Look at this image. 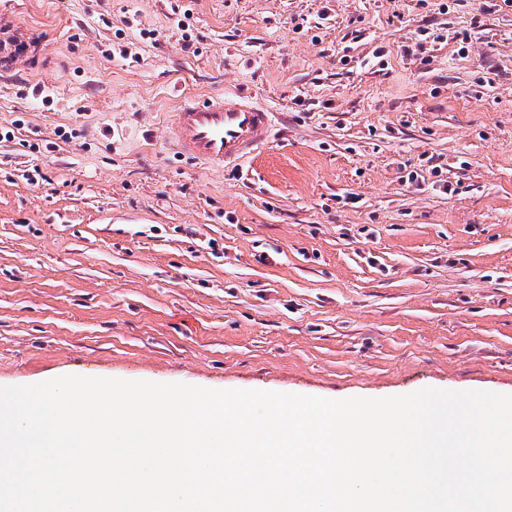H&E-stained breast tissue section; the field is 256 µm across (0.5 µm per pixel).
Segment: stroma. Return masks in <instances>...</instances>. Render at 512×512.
Wrapping results in <instances>:
<instances>
[{
	"instance_id": "1",
	"label": "stroma",
	"mask_w": 512,
	"mask_h": 512,
	"mask_svg": "<svg viewBox=\"0 0 512 512\" xmlns=\"http://www.w3.org/2000/svg\"><path fill=\"white\" fill-rule=\"evenodd\" d=\"M0 0V386L512 394V5ZM274 114L174 155L183 100ZM272 115L241 94L183 104L167 128L173 151L212 167L234 164L270 140Z\"/></svg>"
}]
</instances>
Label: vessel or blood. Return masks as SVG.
I'll use <instances>...</instances> for the list:
<instances>
[{"label":"vessel or blood","instance_id":"1","mask_svg":"<svg viewBox=\"0 0 512 512\" xmlns=\"http://www.w3.org/2000/svg\"><path fill=\"white\" fill-rule=\"evenodd\" d=\"M271 132V113L233 94L183 104L167 128V140L182 158L221 167L260 151Z\"/></svg>","mask_w":512,"mask_h":512}]
</instances>
